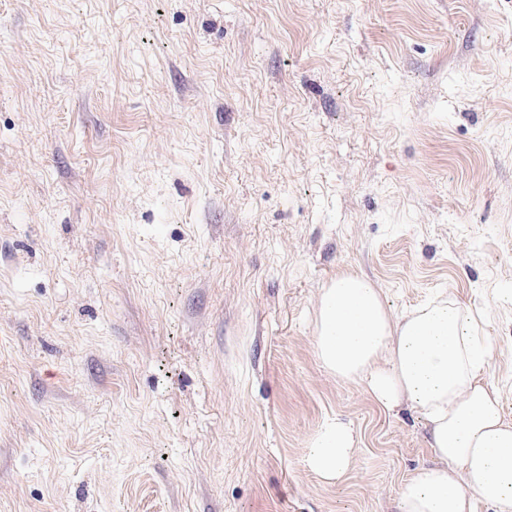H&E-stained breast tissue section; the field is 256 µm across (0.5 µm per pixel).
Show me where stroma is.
I'll list each match as a JSON object with an SVG mask.
<instances>
[{
  "label": "stroma",
  "instance_id": "stroma-1",
  "mask_svg": "<svg viewBox=\"0 0 512 512\" xmlns=\"http://www.w3.org/2000/svg\"><path fill=\"white\" fill-rule=\"evenodd\" d=\"M340 270L473 312L512 423V0H0V512H398ZM354 448L355 430L340 417H330L309 435L305 463L320 479L337 483L350 466Z\"/></svg>",
  "mask_w": 512,
  "mask_h": 512
}]
</instances>
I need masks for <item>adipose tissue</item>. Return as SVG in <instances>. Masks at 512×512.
Masks as SVG:
<instances>
[{
  "label": "adipose tissue",
  "instance_id": "adipose-tissue-1",
  "mask_svg": "<svg viewBox=\"0 0 512 512\" xmlns=\"http://www.w3.org/2000/svg\"><path fill=\"white\" fill-rule=\"evenodd\" d=\"M314 349L337 379L365 384L381 410L408 402L425 418L437 461L406 482L401 512H512V424L479 379L488 346L467 311L442 299L398 318L370 280L340 272L321 290ZM356 446L350 424L330 417L309 435L305 463L338 482Z\"/></svg>",
  "mask_w": 512,
  "mask_h": 512
}]
</instances>
